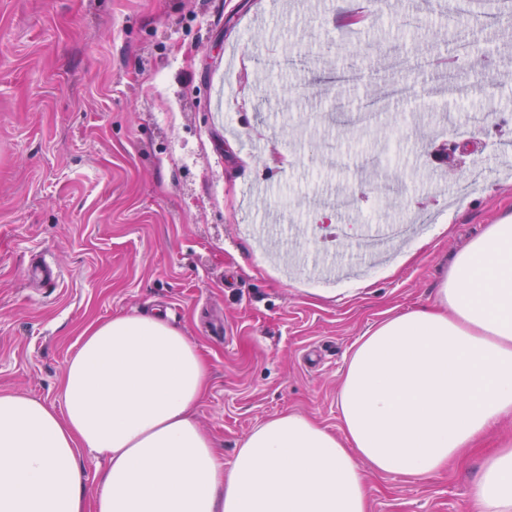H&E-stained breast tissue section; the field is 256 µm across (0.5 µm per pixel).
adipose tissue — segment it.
<instances>
[{
    "mask_svg": "<svg viewBox=\"0 0 512 512\" xmlns=\"http://www.w3.org/2000/svg\"><path fill=\"white\" fill-rule=\"evenodd\" d=\"M210 372L161 316L88 326L61 402L0 393V512H368L364 471L433 475L512 416V215L454 258L432 304L355 342L340 433L283 412L225 463L195 418ZM84 449L107 459L91 492ZM472 497L475 512H512V441Z\"/></svg>",
    "mask_w": 512,
    "mask_h": 512,
    "instance_id": "1",
    "label": "adipose tissue"
}]
</instances>
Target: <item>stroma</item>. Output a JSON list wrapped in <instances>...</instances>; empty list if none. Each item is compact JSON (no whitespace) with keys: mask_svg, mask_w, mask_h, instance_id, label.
Listing matches in <instances>:
<instances>
[{"mask_svg":"<svg viewBox=\"0 0 512 512\" xmlns=\"http://www.w3.org/2000/svg\"><path fill=\"white\" fill-rule=\"evenodd\" d=\"M0 0V391L58 399L82 331L160 313L209 357L196 410L232 462L286 411L338 431L355 341L429 305L512 212V15L486 0ZM418 83L401 88L407 69ZM418 225L390 262L371 224ZM246 224H281L260 247ZM62 270L26 279L30 257ZM512 419L432 476L366 473L369 512H469Z\"/></svg>","mask_w":512,"mask_h":512,"instance_id":"obj_1","label":"stroma"}]
</instances>
